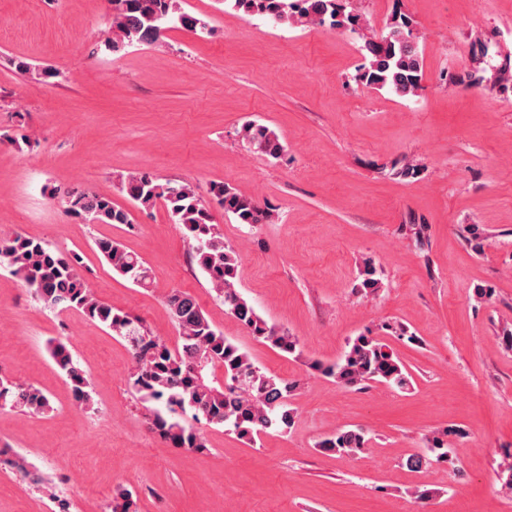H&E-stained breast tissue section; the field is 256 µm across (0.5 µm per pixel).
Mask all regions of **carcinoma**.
Here are the masks:
<instances>
[{
    "instance_id": "1",
    "label": "carcinoma",
    "mask_w": 512,
    "mask_h": 512,
    "mask_svg": "<svg viewBox=\"0 0 512 512\" xmlns=\"http://www.w3.org/2000/svg\"><path fill=\"white\" fill-rule=\"evenodd\" d=\"M111 29L116 37L105 46L116 52L133 44L153 45L172 26L205 33L208 22L183 10L181 0H111ZM224 5L247 17H260L274 24L307 21L328 24L333 29L352 26L356 17L347 12V0H224ZM406 19L393 23L377 41L365 43L366 63L357 78L370 87L387 89L399 97L416 95L423 77L419 52L405 33ZM242 138L265 155L279 159L284 146L276 133L254 121L245 123ZM121 190L139 208L149 210L162 203L172 223L179 225L189 241L190 252L208 279L216 297L249 333L283 354L301 355L298 340L268 324L236 289L241 258L215 224L209 208L187 183L159 182L141 174L121 182ZM211 193L224 212L242 224H270L274 213L225 183H215ZM66 212L93 224H134L132 214L112 199L72 187L60 193ZM96 250L112 270L139 285L147 284L149 271L143 259L108 237L94 241ZM0 264H5L22 284L47 305L60 311L78 310L89 320L109 328L124 341L132 360L129 387L149 408L151 424L158 435L175 448L202 452L207 439L195 424L223 425L249 442L270 432L286 434L294 427L297 409L289 398L297 384L269 373L255 364L248 353L214 327L194 296L173 291L167 305L178 330L179 344L169 347L152 336L142 322L112 309L90 289L79 273L81 256L53 249L20 233L0 237ZM52 359L65 376L75 400L92 401L87 373L60 340L49 343ZM311 369L347 387L384 382L403 389L408 375L394 351L379 336L359 335L348 342L341 359L325 365L314 361ZM10 405L38 414L50 407L41 390L0 377V407ZM369 442L362 428L339 429L317 447L340 455L355 456ZM456 448L447 437L427 441L424 452L409 456L405 466L427 470L433 464L450 463Z\"/></svg>"
}]
</instances>
